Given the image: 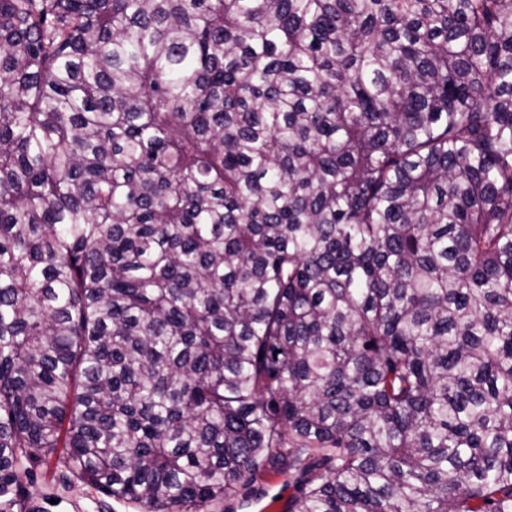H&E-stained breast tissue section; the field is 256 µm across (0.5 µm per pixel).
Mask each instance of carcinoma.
Returning <instances> with one entry per match:
<instances>
[{
    "instance_id": "carcinoma-1",
    "label": "carcinoma",
    "mask_w": 512,
    "mask_h": 512,
    "mask_svg": "<svg viewBox=\"0 0 512 512\" xmlns=\"http://www.w3.org/2000/svg\"><path fill=\"white\" fill-rule=\"evenodd\" d=\"M512 512V0H0V512ZM54 462L48 467L27 464L33 473L32 485H26L30 512H141L137 504L110 498L69 477ZM304 478L300 471H277L270 466L256 472L252 484L232 499L212 505L210 512H288V502Z\"/></svg>"
}]
</instances>
